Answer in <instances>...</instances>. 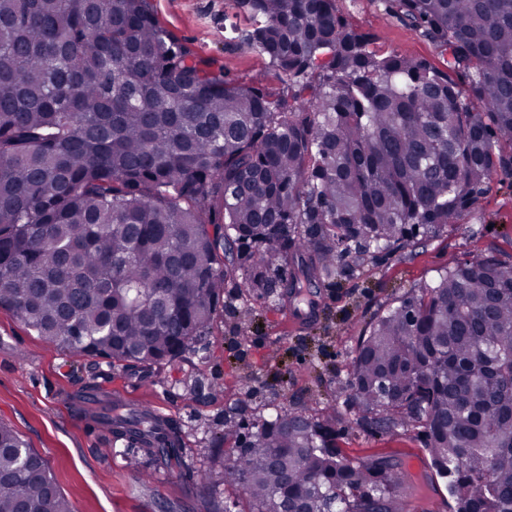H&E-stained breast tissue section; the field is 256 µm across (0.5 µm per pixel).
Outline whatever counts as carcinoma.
Here are the masks:
<instances>
[{"label": "carcinoma", "mask_w": 512, "mask_h": 512, "mask_svg": "<svg viewBox=\"0 0 512 512\" xmlns=\"http://www.w3.org/2000/svg\"><path fill=\"white\" fill-rule=\"evenodd\" d=\"M231 2L286 94L199 56L149 0H0V309L48 344L177 359L227 279L247 310L292 305L415 228L443 232L512 169V0H386L441 69L371 48L336 0ZM341 394L362 431L423 438L451 512H512V266L450 265L374 315ZM94 419L178 454L148 410ZM222 480L250 512H404L422 497L401 463L345 457L336 418L299 407L257 418ZM0 512H72L5 424Z\"/></svg>", "instance_id": "cac0c4a2"}]
</instances>
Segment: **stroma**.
<instances>
[{
	"label": "stroma",
	"instance_id": "stroma-1",
	"mask_svg": "<svg viewBox=\"0 0 512 512\" xmlns=\"http://www.w3.org/2000/svg\"><path fill=\"white\" fill-rule=\"evenodd\" d=\"M151 3L160 23L199 55L223 63L232 77L282 93L285 84L267 59L234 39L233 28L245 26L246 19L229 0ZM336 7L352 26L373 36L379 51L442 67L440 49L389 13L383 0H336ZM481 252L512 264L511 171L494 174L476 207L439 235L322 289L312 320L264 301L246 316L235 300L238 282L228 279L208 335L181 358L148 368L59 349L0 309V423L48 461L73 512H217L226 503L245 512L239 489L219 477L231 450L224 441L225 414H234L245 438L267 404L302 407L315 416L332 406L345 456H392L424 475L429 512H448L446 484L433 476L416 434L361 432L339 389L357 338L375 313L404 288L433 280L444 267ZM89 394L173 420L182 448L178 464H157L94 423L79 406ZM142 469L152 472L149 483L139 480Z\"/></svg>",
	"mask_w": 512,
	"mask_h": 512
}]
</instances>
